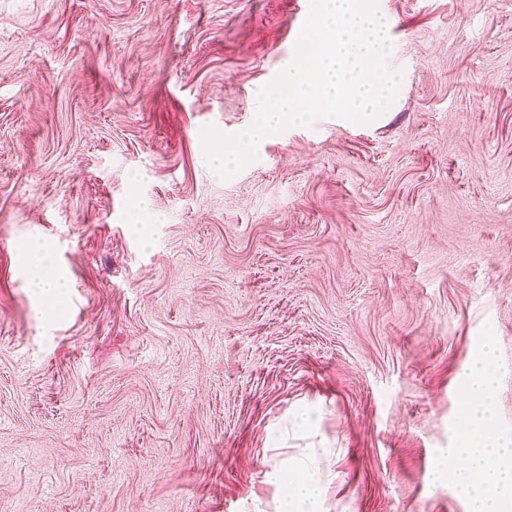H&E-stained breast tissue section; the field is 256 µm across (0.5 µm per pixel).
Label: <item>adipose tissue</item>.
<instances>
[{
    "label": "adipose tissue",
    "mask_w": 512,
    "mask_h": 512,
    "mask_svg": "<svg viewBox=\"0 0 512 512\" xmlns=\"http://www.w3.org/2000/svg\"><path fill=\"white\" fill-rule=\"evenodd\" d=\"M493 345H486L470 368L469 397L456 446L438 451L434 479L451 484L470 512H512V439L492 430L491 392L497 376ZM287 488L288 512H321L323 482L314 461H299L278 471Z\"/></svg>",
    "instance_id": "obj_1"
}]
</instances>
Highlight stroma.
Segmentation results:
<instances>
[{
    "label": "stroma",
    "instance_id": "35a3bbf8",
    "mask_svg": "<svg viewBox=\"0 0 512 512\" xmlns=\"http://www.w3.org/2000/svg\"><path fill=\"white\" fill-rule=\"evenodd\" d=\"M377 4L394 102L223 179L201 130L309 0H0V512H283L308 453L325 512H469L432 471L489 341L512 437V0ZM39 252V247H33L26 253V265L30 272L32 283L36 288H40L42 293L54 295L60 288H65V276L58 270L51 271L49 274L47 271L39 274L37 271L33 270L31 264L33 258H37L41 263Z\"/></svg>",
    "mask_w": 512,
    "mask_h": 512
}]
</instances>
